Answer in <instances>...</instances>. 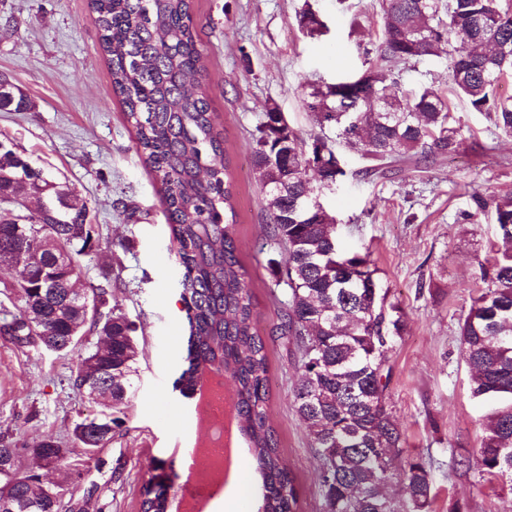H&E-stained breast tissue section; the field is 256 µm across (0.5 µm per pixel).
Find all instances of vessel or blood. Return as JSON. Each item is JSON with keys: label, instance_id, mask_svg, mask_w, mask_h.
<instances>
[{"label": "vessel or blood", "instance_id": "1", "mask_svg": "<svg viewBox=\"0 0 512 512\" xmlns=\"http://www.w3.org/2000/svg\"><path fill=\"white\" fill-rule=\"evenodd\" d=\"M220 381V375L210 373L202 378L196 388L193 409L195 438L191 449L187 450L181 457V466L185 473V479L176 491L183 512H207L208 509V501L205 496H202L199 487L197 451L206 445V438L211 424L208 406ZM223 424L224 466L212 481L210 491L214 494L218 493L224 483L234 476L239 453L237 416L232 415L224 418Z\"/></svg>", "mask_w": 512, "mask_h": 512}]
</instances>
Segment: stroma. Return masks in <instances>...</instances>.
<instances>
[{
  "label": "stroma",
  "mask_w": 512,
  "mask_h": 512,
  "mask_svg": "<svg viewBox=\"0 0 512 512\" xmlns=\"http://www.w3.org/2000/svg\"><path fill=\"white\" fill-rule=\"evenodd\" d=\"M315 2L328 31L306 34L300 13ZM90 0H0V78L25 95L21 112H0V142L72 190L100 247L82 256L83 284L119 281L112 301L136 324L138 372L125 408L124 431L92 459L76 462L72 430L80 412L97 411L72 387L79 351L54 352L0 331V447L20 448V470L36 469L28 448L44 437L63 442L68 466L54 471L67 512H139L141 491L165 473L180 484L182 448L194 434L193 405L175 388L185 363L188 323L160 185L134 148L108 59L91 19ZM193 22L204 50L202 86L224 138L233 185L235 238L267 343L269 417L284 462L296 478L303 512H322L318 462L294 408L299 355L272 337L278 285L261 245L269 199L253 164V136L267 105H278L304 140L321 130L303 103L312 76L358 72L357 43L381 26L377 0H193ZM466 141L494 140L487 156L468 149L437 157L426 169L404 167L360 178L362 162L346 153L345 179L323 191L345 247L370 251L387 303L405 332L388 353L387 404L403 430L404 459L432 463L427 512H502L512 480L486 481L475 457L492 399L473 397L459 324L481 286V266L497 242L490 219L462 221L473 191L512 192V136L466 100L451 101Z\"/></svg>",
  "instance_id": "obj_1"
}]
</instances>
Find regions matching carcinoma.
Masks as SVG:
<instances>
[{
	"instance_id": "1",
	"label": "carcinoma",
	"mask_w": 512,
	"mask_h": 512,
	"mask_svg": "<svg viewBox=\"0 0 512 512\" xmlns=\"http://www.w3.org/2000/svg\"><path fill=\"white\" fill-rule=\"evenodd\" d=\"M92 21L108 57L112 90L121 98L135 131V150L161 184L189 325L188 366L179 378L189 396L207 371L227 375L233 386L240 432L261 477L258 512H298L295 478L285 465L267 415L269 400L265 340L256 327L253 295L237 255L228 163L209 99L199 82L203 50L191 25L192 0H91ZM378 40L362 47L365 69L327 82L307 83L304 106L321 129L308 143L276 105L256 128L253 161L272 215L266 245L277 283L288 288L273 332L299 354L296 409L319 462L323 512H426L431 499V464L421 458L402 468L401 430L387 408L391 368L387 353L404 325L386 305L374 278L370 255L345 248L336 218L314 206L313 189L328 190L346 175L337 147L370 163L366 177L405 165L426 168L436 156L454 154L465 139L440 88L422 83L407 89L402 75L439 57L453 42L464 51L448 54V83L495 128L512 135V96L500 94L512 76V0H381ZM300 26L321 33L320 15L307 9ZM25 98L0 81V111H18ZM68 188L26 157L0 142V256L22 246L16 221L44 219L57 241L68 247L69 271L53 267L50 252L30 271L28 295L38 304L28 322L12 313L17 339L44 348L73 351V316L64 310L67 284L82 274L79 257L93 251L100 235L84 209L68 204ZM465 219L487 216L501 246L483 268L480 293L459 325L464 359L473 372L472 394L500 402L485 426L476 457L483 476L512 481V193L473 192ZM112 285H91L98 300L89 331L111 341L91 373L78 368L73 387L97 378L112 382V407L84 417L88 441L73 427V440L102 448L125 425L135 348L134 323L109 305ZM411 488L407 500L381 491L392 479ZM166 490L146 482L140 512H166Z\"/></svg>"
}]
</instances>
